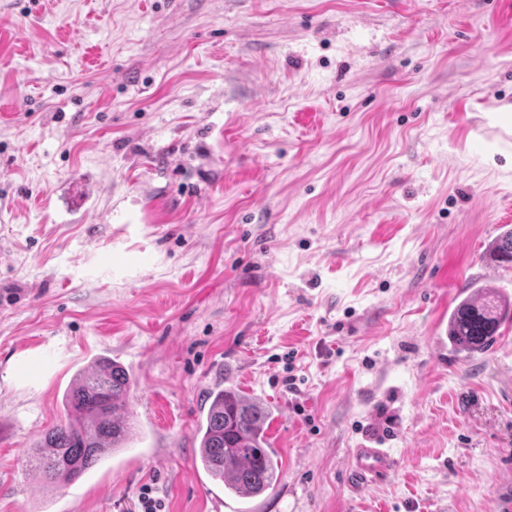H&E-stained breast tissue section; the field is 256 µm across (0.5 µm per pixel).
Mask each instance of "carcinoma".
Listing matches in <instances>:
<instances>
[{"mask_svg": "<svg viewBox=\"0 0 512 512\" xmlns=\"http://www.w3.org/2000/svg\"><path fill=\"white\" fill-rule=\"evenodd\" d=\"M490 256L512 263V229L494 242ZM512 321V302L491 293L463 298L448 317V343L465 358L486 353ZM133 381L119 362L100 357L80 372L63 397L64 418L38 441L27 464L51 484L64 486L120 448L133 433L127 404ZM205 420L196 431L199 459L205 471L224 488L244 496H259L277 482L266 431L270 411L255 398L232 388L206 392Z\"/></svg>", "mask_w": 512, "mask_h": 512, "instance_id": "carcinoma-1", "label": "carcinoma"}]
</instances>
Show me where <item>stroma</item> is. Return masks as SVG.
Returning a JSON list of instances; mask_svg holds the SVG:
<instances>
[{"label":"stroma","instance_id":"1","mask_svg":"<svg viewBox=\"0 0 512 512\" xmlns=\"http://www.w3.org/2000/svg\"><path fill=\"white\" fill-rule=\"evenodd\" d=\"M0 512H512V322L437 350L512 228V0H0ZM99 356L126 448L26 469ZM267 403L280 480L195 457ZM389 449L386 480L351 449ZM207 404L205 420L196 431L202 467L231 492L250 497L263 494L279 476L266 435L270 411L232 388L210 389L204 408Z\"/></svg>","mask_w":512,"mask_h":512}]
</instances>
